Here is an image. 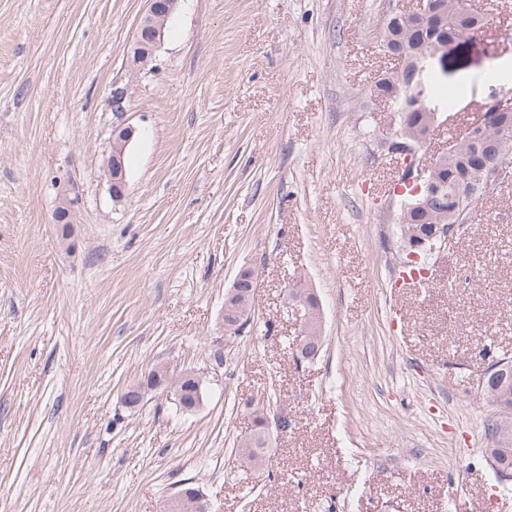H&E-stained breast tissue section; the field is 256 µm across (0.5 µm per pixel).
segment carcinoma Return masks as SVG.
Segmentation results:
<instances>
[{"label": "carcinoma", "instance_id": "carcinoma-1", "mask_svg": "<svg viewBox=\"0 0 512 512\" xmlns=\"http://www.w3.org/2000/svg\"><path fill=\"white\" fill-rule=\"evenodd\" d=\"M465 0H431L432 18L426 23L406 22L402 19L388 18L381 30V44L386 52L402 50L409 56H417L434 45L450 39L464 38L472 34L475 23L463 7ZM400 92L399 119L396 130L405 136L422 133L429 122L428 116L416 110L414 103L419 93L431 98L441 88L440 77L434 73L424 76L422 86L412 83L411 69L404 64L387 72L375 83L374 94L386 95L391 89ZM494 134L486 138L464 140L454 138L448 142L447 153L435 160L434 178L440 192L428 204L427 211L421 214L412 212L404 216L398 225L401 240H414L424 235L435 224L466 223L472 212L474 200L468 198L469 188L484 177V171L475 165L481 157L490 153V142ZM252 302L240 294L225 295L224 326L229 338L235 339L244 332L249 322ZM511 366L498 370L496 376L489 379L487 386L480 390L491 403L495 404L501 417L486 420V432L495 443L488 449L504 467L512 468V429H507L503 418L512 415V359ZM206 382H200L191 375H184L178 382L181 392L180 403L176 407L184 414H192L204 398ZM267 440L248 437L241 439L236 448L237 456L250 467L259 471L265 466V448Z\"/></svg>", "mask_w": 512, "mask_h": 512}]
</instances>
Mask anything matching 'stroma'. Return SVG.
<instances>
[{
    "label": "stroma",
    "instance_id": "1",
    "mask_svg": "<svg viewBox=\"0 0 512 512\" xmlns=\"http://www.w3.org/2000/svg\"><path fill=\"white\" fill-rule=\"evenodd\" d=\"M397 0H179L151 70L129 71L146 0H0V512H162L182 485L216 512H512L487 460L478 382L512 356V165L464 234L397 282L396 125L372 94ZM444 88L463 130L512 61L492 29ZM138 134L127 192L102 176L112 88ZM80 203L59 242L50 179ZM259 291L224 342L241 270ZM323 313L300 363L289 285ZM210 373L177 413L121 396L156 364ZM264 397L287 415L267 469L235 454ZM305 477L303 485L292 475ZM229 291L225 295L221 317L223 329L225 326L227 327V330L224 329V335L226 332L228 333L225 335L226 337L235 339L244 332L245 326L249 322L252 302L244 301V297L240 294L230 296Z\"/></svg>",
    "mask_w": 512,
    "mask_h": 512
}]
</instances>
